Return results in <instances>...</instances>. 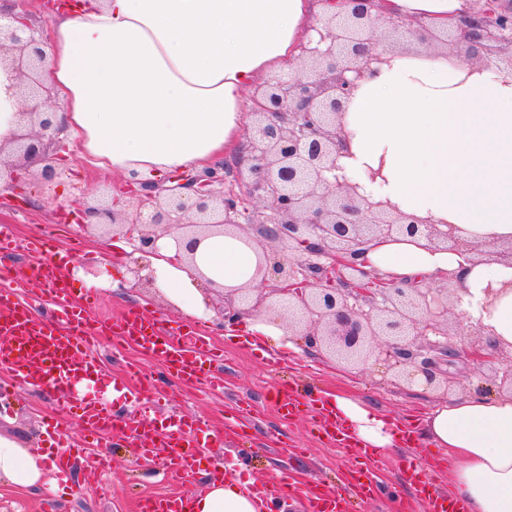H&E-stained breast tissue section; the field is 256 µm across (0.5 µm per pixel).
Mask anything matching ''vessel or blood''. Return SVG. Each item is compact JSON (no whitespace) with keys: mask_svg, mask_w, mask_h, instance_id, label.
<instances>
[{"mask_svg":"<svg viewBox=\"0 0 512 512\" xmlns=\"http://www.w3.org/2000/svg\"><path fill=\"white\" fill-rule=\"evenodd\" d=\"M26 247L34 254V263L16 270L1 269L0 277L47 284L52 310L47 317L35 318L14 289H0V369L10 374L16 386H47L60 394V410L78 412L84 423L85 447H99L101 439L118 427L137 441L142 457L151 458L156 449H164L170 474L183 483L194 481L199 460L214 445L211 435L196 418L186 415L176 416L161 427L125 417L122 410L128 405L144 410L153 406V380L145 376L131 384L116 378L109 390L98 389L101 370L89 354V336L95 331L118 337L123 345L135 344L156 355L171 374L198 383L210 378L221 359V349L194 327H163L154 315L141 309L129 310L117 321L93 319L96 297L89 292L82 301L73 300L54 252L53 237L40 236L28 241ZM277 402L284 419L309 415L323 440L358 462L351 482L363 496L378 492L368 469L369 463L376 461V453L361 446L336 420L322 391L283 388L277 393ZM48 426L55 439L52 454L56 467L65 471L72 451L70 437L58 418H51ZM403 467L426 512H467L464 502L441 491L428 478L429 464L408 458ZM307 502L308 512H348L344 496L318 484L309 487ZM187 506L182 496H147L139 503L140 512H185Z\"/></svg>","mask_w":512,"mask_h":512,"instance_id":"vessel-or-blood-1","label":"vessel or blood"}]
</instances>
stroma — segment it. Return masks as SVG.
Instances as JSON below:
<instances>
[{
	"label": "stroma",
	"instance_id": "obj_1",
	"mask_svg": "<svg viewBox=\"0 0 512 512\" xmlns=\"http://www.w3.org/2000/svg\"><path fill=\"white\" fill-rule=\"evenodd\" d=\"M47 158L49 163L61 164L60 178L46 182L32 171L25 179L23 197L1 192L0 223L11 224L21 241L53 231L57 252L67 257L63 274L74 297H82L91 288L98 291L96 315L114 319L127 309L142 307L169 326L184 324L185 316L158 292L136 285L132 269L139 254L131 240L121 239L117 250L104 247L103 233L74 218L79 204L91 205L100 198L115 202L118 177L87 167L74 147L50 150ZM211 336L224 346V383L214 388L182 385L165 372L155 356L132 347L115 351V339L111 336L102 337L93 351L105 375L136 365L156 377L154 398L161 409L152 419L157 425L168 424L174 415L185 413L199 418L204 430L222 438V445L200 461L196 482L184 486L173 480H160L156 476V462L139 459L135 446L118 433L111 448V469L92 473L86 459L80 458L75 461L69 479H57L51 492L56 512H138V496L200 493L207 488L209 474L219 469L227 473L242 470L244 477L258 486L285 473L302 488L320 481L333 491H343L356 461L321 440L308 417L289 421L274 408L276 386L283 378L302 373L308 366L313 369L312 383L321 390L354 396L370 404L380 417L401 425L422 424L448 395H464L475 385L489 382L488 376L478 373L472 365L460 363L453 370L454 386L447 393L427 387L417 379L407 380L380 363L354 369L302 347L285 349L282 370L276 373L267 367L262 353L248 344L244 329H236L231 336L215 330ZM57 401V395L47 388L20 389L7 399H0V432L17 436L34 450L45 451V422L55 413ZM238 401L256 406L253 447L242 464L238 463L231 443L223 439L225 413ZM418 454V449L400 447L383 454L375 472L384 493L357 501L354 512H395L393 500L385 496L391 489L397 490L408 512H420L400 468L402 456Z\"/></svg>",
	"mask_w": 512,
	"mask_h": 512
}]
</instances>
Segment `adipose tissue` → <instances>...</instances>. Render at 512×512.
Masks as SVG:
<instances>
[{"instance_id":"adipose-tissue-1","label":"adipose tissue","mask_w":512,"mask_h":512,"mask_svg":"<svg viewBox=\"0 0 512 512\" xmlns=\"http://www.w3.org/2000/svg\"><path fill=\"white\" fill-rule=\"evenodd\" d=\"M479 0H384V12L439 30L473 14ZM331 0H58L42 37L43 79L63 125L89 165L152 183L177 171L215 168L241 147L242 101L260 78L294 60ZM17 79L0 65V145L23 130ZM338 163L374 201L436 224L459 239L512 243V74L467 73L443 53H404L361 80L344 115ZM377 180H368V172ZM147 255L161 294L184 315L207 316L204 282L257 284L261 250L234 234L202 239L194 264L177 261L173 236ZM366 269L384 278L450 276L474 325L512 350V263L496 255L464 262L443 243L395 234L368 244ZM332 407L363 446L389 449L393 423L337 394ZM421 442L453 457L454 495L469 512H512V397L474 392L424 420ZM47 457L0 435V485L37 490ZM193 512H273L240 480L211 483Z\"/></svg>"}]
</instances>
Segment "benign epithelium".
<instances>
[{"mask_svg": "<svg viewBox=\"0 0 512 512\" xmlns=\"http://www.w3.org/2000/svg\"><path fill=\"white\" fill-rule=\"evenodd\" d=\"M344 11L320 20L316 36L302 41L298 68L288 78L273 76L251 94L255 116L235 174L227 167L204 176L181 174L138 194L133 211L86 206L99 215V228L116 237L139 232L135 251L148 254L159 239L155 226L177 233L183 255L194 263L201 241L213 230L247 237L258 227L271 252L263 253L256 288H235L242 305L256 310L264 291L276 295L269 308L288 312V329L301 333L306 346L355 368L383 359L407 379L420 375L427 385L451 386L448 367L464 360L487 368L512 394V351L479 339L456 345L448 314L446 288H420L374 275L358 262L359 247L378 236L421 235L452 242L463 258L480 246L460 240L453 225L442 230L412 215L371 201L357 179L337 164L346 137V104L371 65L403 49L378 36V29L399 40L418 37L426 48L466 44L467 64L480 60L495 44L512 47V0H488L492 7L459 20L446 32L401 17L377 13L380 0H340ZM0 24V63L14 71L21 112L30 128L15 137L9 153L0 148V183L22 193L21 169L59 142L61 129L47 107L51 90L42 79L43 54L27 18ZM458 310V309H456ZM457 316L467 318L464 310Z\"/></svg>", "mask_w": 512, "mask_h": 512, "instance_id": "1", "label": "benign epithelium"}]
</instances>
